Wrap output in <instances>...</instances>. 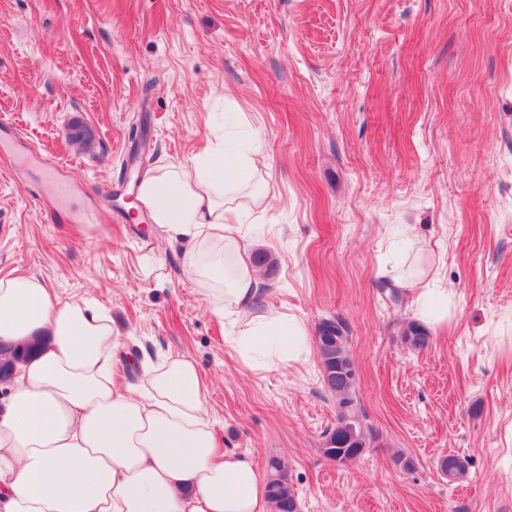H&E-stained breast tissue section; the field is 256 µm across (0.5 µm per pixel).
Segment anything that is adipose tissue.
Instances as JSON below:
<instances>
[{
    "label": "adipose tissue",
    "instance_id": "adipose-tissue-1",
    "mask_svg": "<svg viewBox=\"0 0 512 512\" xmlns=\"http://www.w3.org/2000/svg\"><path fill=\"white\" fill-rule=\"evenodd\" d=\"M258 153L213 146L202 158L166 165L142 179L137 205L182 243L183 272L231 328L227 343L244 367L266 372L308 351L304 322L259 308L260 275L243 226L261 209ZM435 270L391 275L419 282L416 315L434 325ZM35 336L47 344L20 365L0 405V512H270L250 463L220 449L207 388L193 359L146 364L145 380L118 389L119 338L101 309L52 303L34 276L0 278V343Z\"/></svg>",
    "mask_w": 512,
    "mask_h": 512
}]
</instances>
